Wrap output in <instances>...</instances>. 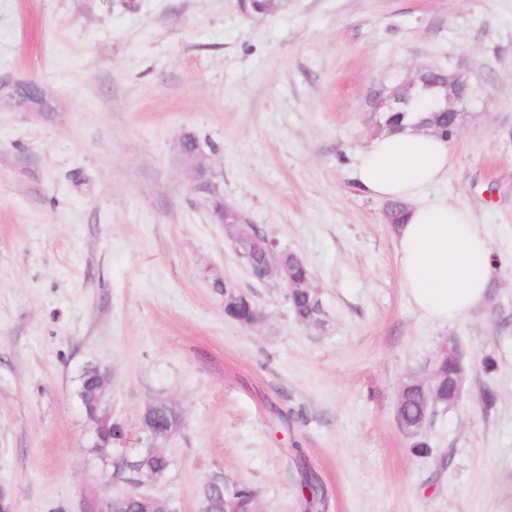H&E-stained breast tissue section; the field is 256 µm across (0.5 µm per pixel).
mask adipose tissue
Wrapping results in <instances>:
<instances>
[{"label": "adipose tissue", "instance_id": "1", "mask_svg": "<svg viewBox=\"0 0 512 512\" xmlns=\"http://www.w3.org/2000/svg\"><path fill=\"white\" fill-rule=\"evenodd\" d=\"M451 159L448 138L409 127L372 139L359 162V179L374 196L408 202L396 229L401 285L422 314L440 324L484 302L497 263L469 206L414 202L446 178Z\"/></svg>", "mask_w": 512, "mask_h": 512}]
</instances>
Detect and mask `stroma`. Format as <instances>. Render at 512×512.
Masks as SVG:
<instances>
[{"instance_id":"obj_1","label":"stroma","mask_w":512,"mask_h":512,"mask_svg":"<svg viewBox=\"0 0 512 512\" xmlns=\"http://www.w3.org/2000/svg\"><path fill=\"white\" fill-rule=\"evenodd\" d=\"M454 66L485 105L419 200L468 205L502 263L486 303L442 325L405 293L387 202L358 165L377 97ZM1 80L40 93L28 108L0 93V486L15 512L125 492L88 446L89 364L130 438L150 402L181 411L167 475L140 487L175 512H198L215 473L255 489V512H305L304 465L325 512H512V0H0ZM201 169L306 262L322 325L294 317L279 278L250 276L193 188ZM226 280L260 321L225 316ZM451 341L464 400L437 410L434 454L417 456L398 393Z\"/></svg>"}]
</instances>
